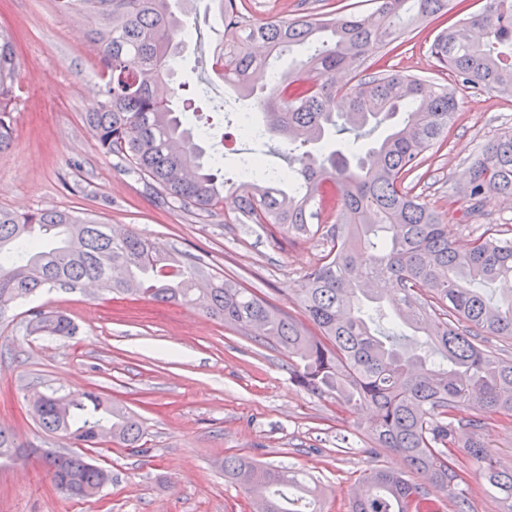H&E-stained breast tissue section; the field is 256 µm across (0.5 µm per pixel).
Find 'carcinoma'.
<instances>
[{
    "label": "carcinoma",
    "mask_w": 512,
    "mask_h": 512,
    "mask_svg": "<svg viewBox=\"0 0 512 512\" xmlns=\"http://www.w3.org/2000/svg\"><path fill=\"white\" fill-rule=\"evenodd\" d=\"M176 1L189 2L57 3L60 11L88 20L99 57L102 99L86 119L100 148L135 170L158 203L210 213L227 186L224 156L201 161L195 136L202 128L186 126L172 107L183 87L173 77L188 35L186 11L175 9ZM214 2L224 26L237 30L224 44L218 74L262 114L254 138L279 142L294 164L286 185L276 178L232 185L239 211L253 224L297 231L314 224L328 245L299 288L303 318L233 277L155 252L138 233L114 234L90 214L54 209L0 210V315L43 290L87 284L200 309L283 350L292 379L311 393L354 411L373 408V447L402 456L419 481L370 467L356 478L348 512H439L434 487L453 502V512H469L468 499L457 492L450 447L458 429L480 426V419L460 412L512 413V357L485 345L491 336L512 340V292L493 302L483 291L512 281V236L491 227L468 250H458L443 212L416 192L423 176H410L428 151L447 141L457 90L512 96V0H489L482 12L437 33L430 52L440 71L453 77L451 85L429 84L369 58L411 25L445 16L451 0H374L368 14L275 17L258 25L245 21L237 0ZM296 47L304 48L305 59L280 74L268 93L256 94V83ZM18 69L14 36L1 25L0 154L13 143ZM399 114L383 138L354 149L367 128ZM334 133L349 139L329 151ZM488 194L512 201V130L476 158L467 214L478 212ZM386 307L392 327L383 331L374 316ZM28 330L72 336L76 327L61 313L40 310ZM419 333L425 341L415 338ZM33 413L47 434L84 448L96 447L104 431L139 448L145 434L136 414L91 389L41 395ZM463 448L481 464L503 512H512V467L501 466L475 434ZM27 452L72 497L103 489L102 471L84 453L17 448L11 431L0 427L1 458ZM224 476L245 490L254 512H321V487L299 470L232 455L224 458Z\"/></svg>",
    "instance_id": "obj_1"
}]
</instances>
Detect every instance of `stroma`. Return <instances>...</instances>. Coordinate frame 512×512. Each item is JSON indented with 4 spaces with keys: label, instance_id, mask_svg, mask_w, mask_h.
<instances>
[{
    "label": "stroma",
    "instance_id": "stroma-1",
    "mask_svg": "<svg viewBox=\"0 0 512 512\" xmlns=\"http://www.w3.org/2000/svg\"><path fill=\"white\" fill-rule=\"evenodd\" d=\"M252 23L315 15L326 8L365 13L370 0H242ZM186 20L201 32L187 42L176 82L204 86L196 100L211 132L224 130L229 90L211 69L224 25L210 0H191ZM0 25L16 36L20 61L14 102V143L0 154V209L88 212L147 237L157 251H179L206 270L239 279L262 297L301 316L298 290L327 248L320 235L270 224H238L237 199L197 216L159 206L134 170L104 153L85 117L101 98L99 58L79 17L54 0H0ZM436 25L404 35L389 65L426 80L438 78L430 45ZM43 79L32 85L29 70ZM512 128V98L493 92L458 94L455 122L430 153L423 194L445 214L457 248H469L489 224L512 229V201L484 197L478 215L463 219L470 165L481 146ZM51 309L76 326L72 336L28 335L32 313ZM92 388L137 413L146 427L141 450L98 445L94 461L110 470L100 495L78 500L58 490L36 458H0V512H251L248 495L224 478V459L238 455L265 466L293 467L322 486L323 512H347L349 490L366 468L402 471L391 451L366 453L370 410L350 412L295 384L279 349L224 326L201 310L100 292L56 289L24 301L0 318V426L22 448H53L32 412L35 396ZM479 437L501 465L512 466V414H481ZM459 489L470 512H502L480 475L460 456Z\"/></svg>",
    "mask_w": 512,
    "mask_h": 512
}]
</instances>
